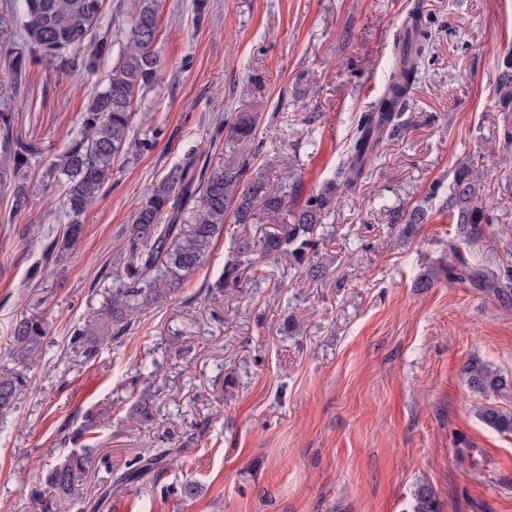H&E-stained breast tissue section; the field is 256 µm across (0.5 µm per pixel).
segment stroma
<instances>
[{
  "label": "stroma",
  "instance_id": "obj_1",
  "mask_svg": "<svg viewBox=\"0 0 512 512\" xmlns=\"http://www.w3.org/2000/svg\"><path fill=\"white\" fill-rule=\"evenodd\" d=\"M137 3L105 0L92 37L112 51L95 72L37 56L15 93L6 50L23 33L0 0V113L43 148L25 207L0 178V369L12 365L20 319L39 314L49 327L28 388L0 416V512H32L45 463L71 449L62 430L83 425L105 459L89 472L96 484L146 449L178 450L147 483L115 493L111 512L129 502L132 512H410L420 484L442 512H512V434L477 418L461 375L474 357L512 375V309L443 278L415 286L458 238L443 199L466 162L490 224L462 250L512 265V109L497 92L512 0H209L202 11L197 0H162L164 69L135 101L130 131L153 147L120 160L66 250L62 189L43 174L106 84ZM416 3L432 40L406 128L368 178L337 188L317 245L325 275L254 251L287 215L231 225L177 292L85 360L72 332L107 320L140 197L189 157L214 167L237 157L224 119L240 112L262 115L250 177L294 200L320 190L381 95ZM419 205L425 223L391 224L390 209Z\"/></svg>",
  "mask_w": 512,
  "mask_h": 512
}]
</instances>
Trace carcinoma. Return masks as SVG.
Instances as JSON below:
<instances>
[{"label":"carcinoma","mask_w":512,"mask_h":512,"mask_svg":"<svg viewBox=\"0 0 512 512\" xmlns=\"http://www.w3.org/2000/svg\"><path fill=\"white\" fill-rule=\"evenodd\" d=\"M104 0H13L20 17L25 45L10 52L13 81L27 72L31 54L39 52L49 62L72 73L93 72L101 58L109 55L112 45L102 38L91 49L84 47L87 35L102 17ZM161 0H138L135 14L125 29L122 53L112 67L103 89L88 100L81 115V131L72 138L64 152L48 166L45 177L64 181V204L71 217L65 245H75L83 234L80 216L98 198L112 179V164L131 150L147 147L129 139L133 105L136 98L153 88L161 72V61L154 51ZM432 39L423 24L419 6L408 14L405 29L396 42V56L386 87L370 112L359 115L346 150V161L317 193L305 200L288 203V194L261 179H247L259 148L253 146L258 112H239L229 123L228 139L244 147L241 157L224 163L221 169L198 171L193 162L173 172L155 185L137 203L126 234V281L112 290L107 325H84L74 330L72 344L83 349L85 357L98 355L101 346L129 334L135 314L142 307L167 297L180 281L195 273L205 262L212 242L226 229L227 220L251 224L258 211L280 214L288 209L290 223L266 234L259 250L266 256L288 253L298 267L304 266L314 277L325 270L311 262L315 257L323 217L331 208L337 184L344 187L367 175L369 167L384 143L400 132L405 122L403 109ZM498 90L512 99V63L498 76ZM0 136L11 139L4 157L14 186L15 207L28 200V180L32 162L42 153L34 139L13 137L11 118L0 114ZM473 169L461 165L448 184L445 204L449 216L458 224V234L475 239L489 224V209L476 202ZM201 199L195 223H177L179 213L195 198ZM391 223L413 226L425 220L426 210L416 207L390 210ZM448 264L440 263L418 279L416 287L429 288L435 279L459 281L478 291L486 300L501 307H512V265L496 270L481 260L464 256L455 243L449 245ZM48 333L46 321L31 315L19 321L12 336V357L18 367L0 371V413L11 409L16 396L27 386L26 371L39 357ZM463 379L471 393L482 396L512 394V376L491 364L471 358L463 367ZM475 414L487 427L512 434V410L486 402L474 405ZM173 449L150 448L146 454L128 463L125 470L107 485L87 482L94 456L92 448L73 451L49 465L46 484L54 498L41 492L31 500L38 512H55L63 503L72 502L90 512H101L108 505L112 490H121L133 482L149 478L156 466L172 460ZM411 512H441V504L432 488L416 486Z\"/></svg>","instance_id":"1"}]
</instances>
